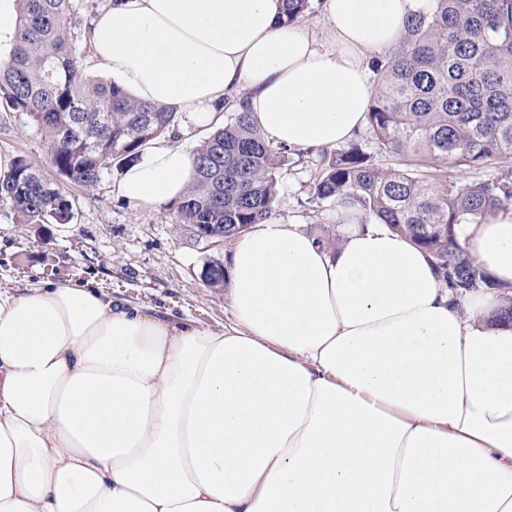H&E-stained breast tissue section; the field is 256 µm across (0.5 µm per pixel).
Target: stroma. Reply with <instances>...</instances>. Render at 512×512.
Here are the masks:
<instances>
[{
	"instance_id": "stroma-1",
	"label": "stroma",
	"mask_w": 512,
	"mask_h": 512,
	"mask_svg": "<svg viewBox=\"0 0 512 512\" xmlns=\"http://www.w3.org/2000/svg\"><path fill=\"white\" fill-rule=\"evenodd\" d=\"M26 157L48 170L41 132L20 112L0 109V168ZM315 158L289 152L276 199L277 217L323 235L335 231L328 204L309 203ZM124 165L103 171L94 189L65 184L72 219L65 224L20 223L0 198V290L21 291L45 283H94L112 296L171 319L220 329L232 316L223 289L203 277L207 253L175 222V203L137 206L117 191Z\"/></svg>"
}]
</instances>
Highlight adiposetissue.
Here are the masks:
<instances>
[{"label":"adipose tissue","instance_id":"ef3b65f1","mask_svg":"<svg viewBox=\"0 0 512 512\" xmlns=\"http://www.w3.org/2000/svg\"><path fill=\"white\" fill-rule=\"evenodd\" d=\"M433 3L324 0L321 40L283 0H112L90 43L133 97L209 116L241 90L305 151L363 125L368 60ZM193 176L157 141L118 193L153 207ZM338 231L236 238L221 330L88 283L0 291V512H512V205L463 227L495 285L457 296L384 225Z\"/></svg>","mask_w":512,"mask_h":512}]
</instances>
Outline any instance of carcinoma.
Listing matches in <instances>:
<instances>
[{
  "instance_id": "cac0c4a2",
  "label": "carcinoma",
  "mask_w": 512,
  "mask_h": 512,
  "mask_svg": "<svg viewBox=\"0 0 512 512\" xmlns=\"http://www.w3.org/2000/svg\"><path fill=\"white\" fill-rule=\"evenodd\" d=\"M310 0H284V21L299 19ZM12 47L0 59V104L23 112L43 133L50 166L66 181L94 188L116 159L135 161L144 146L175 125V112L134 98L88 75L73 56L86 32L72 22L74 0H18ZM375 94L367 120L384 162L354 140L319 150L309 194L334 207L345 224L374 219L428 250L442 281L458 293L495 288L459 243L463 224L479 223L512 204V0H435L412 19L401 43L371 64ZM224 126L194 151V179L175 209L193 243L209 232L227 242L273 212L287 148L265 139L241 100H227ZM482 168L489 179L460 183L438 159ZM0 196L24 224H60L71 206L60 185L24 158L0 174ZM205 278L226 282L212 259Z\"/></svg>"
}]
</instances>
